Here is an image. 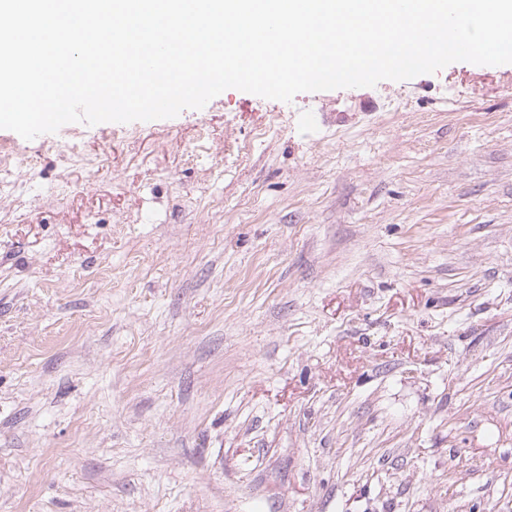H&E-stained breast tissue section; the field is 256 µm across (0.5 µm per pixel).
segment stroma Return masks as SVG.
Segmentation results:
<instances>
[{"label": "stroma", "instance_id": "stroma-1", "mask_svg": "<svg viewBox=\"0 0 512 512\" xmlns=\"http://www.w3.org/2000/svg\"><path fill=\"white\" fill-rule=\"evenodd\" d=\"M72 129H0V512H512V64Z\"/></svg>", "mask_w": 512, "mask_h": 512}]
</instances>
